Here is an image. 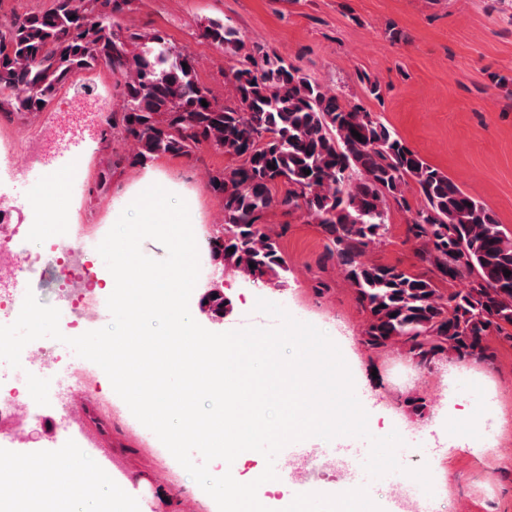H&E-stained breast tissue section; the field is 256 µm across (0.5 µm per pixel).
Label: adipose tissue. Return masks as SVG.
Instances as JSON below:
<instances>
[{"label": "adipose tissue", "instance_id": "ef3b65f1", "mask_svg": "<svg viewBox=\"0 0 512 512\" xmlns=\"http://www.w3.org/2000/svg\"><path fill=\"white\" fill-rule=\"evenodd\" d=\"M32 476L55 481L59 487L53 500L41 504V512H127L126 501L107 493L96 472H86L83 482L75 483L65 471L49 462L38 463L32 471H19L14 478L0 479V500L10 503L31 498L27 480Z\"/></svg>", "mask_w": 512, "mask_h": 512}]
</instances>
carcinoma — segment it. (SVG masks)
I'll return each instance as SVG.
<instances>
[{
    "mask_svg": "<svg viewBox=\"0 0 512 512\" xmlns=\"http://www.w3.org/2000/svg\"><path fill=\"white\" fill-rule=\"evenodd\" d=\"M117 8L114 0H52L47 10L1 20L0 112L36 116L76 73L104 64L124 75L107 125L133 143L129 164L189 157L204 145L238 161L208 176L224 209L210 254L223 256L224 268L286 286V262L262 218L275 207L300 210L319 228L324 261L341 267L368 315L367 348L401 345L424 364L443 354L489 363L490 337L512 344V275H504L512 272V232L482 202L376 113L275 51H244L237 29L209 20L199 36L239 58L227 76L231 103L216 104L190 53L158 30L118 32ZM393 206L411 213L406 238L417 271L363 260L389 233Z\"/></svg>",
    "mask_w": 512,
    "mask_h": 512,
    "instance_id": "obj_1",
    "label": "carcinoma"
}]
</instances>
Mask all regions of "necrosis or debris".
<instances>
[{
  "label": "necrosis or debris",
  "mask_w": 512,
  "mask_h": 512,
  "mask_svg": "<svg viewBox=\"0 0 512 512\" xmlns=\"http://www.w3.org/2000/svg\"><path fill=\"white\" fill-rule=\"evenodd\" d=\"M11 209L0 205V260L11 263L9 274L0 275V325L11 324L19 315L24 293L20 280L35 264L50 259L56 264L60 280L59 300L66 307L60 328L70 336H79L82 311L87 303H105L109 292L101 285L98 265L92 256L82 261L72 259L71 251L80 239L75 225L53 214L28 224L9 220ZM39 240V252H31L29 243ZM43 361L22 356L21 369L12 376L0 375V441L29 440L33 428L42 426L38 401L31 394L32 382H40L47 392H54L58 380H68L75 390H98L96 380L79 374L77 363L66 349L51 346L44 350Z\"/></svg>",
  "instance_id": "necrosis-or-debris-1"
}]
</instances>
